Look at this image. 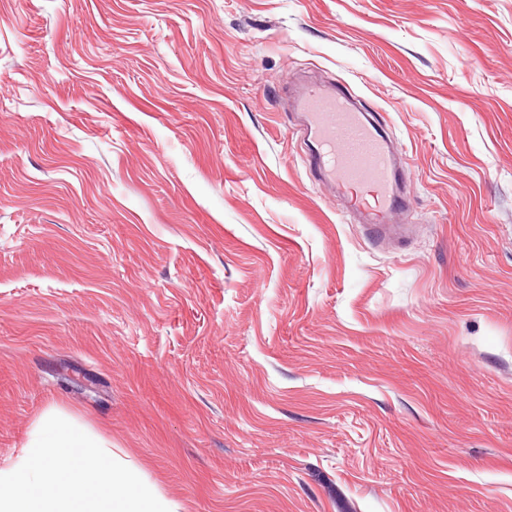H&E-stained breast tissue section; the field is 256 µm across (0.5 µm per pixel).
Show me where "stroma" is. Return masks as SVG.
<instances>
[{"instance_id":"1","label":"stroma","mask_w":512,"mask_h":512,"mask_svg":"<svg viewBox=\"0 0 512 512\" xmlns=\"http://www.w3.org/2000/svg\"><path fill=\"white\" fill-rule=\"evenodd\" d=\"M310 80L404 241L304 164ZM53 408L173 512H512V0H0V469ZM298 106L302 123L289 132L307 141V163H315L325 186L342 197L351 194L354 221L366 224L373 239H384L401 225L392 224V216L409 205V198L401 190L402 171L383 124L358 108L346 87L308 85ZM358 191L369 195L372 203L358 200Z\"/></svg>"}]
</instances>
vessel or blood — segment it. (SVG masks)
<instances>
[{"instance_id": "vessel-or-blood-1", "label": "vessel or blood", "mask_w": 512, "mask_h": 512, "mask_svg": "<svg viewBox=\"0 0 512 512\" xmlns=\"http://www.w3.org/2000/svg\"><path fill=\"white\" fill-rule=\"evenodd\" d=\"M298 106L302 123L295 133L306 141L321 182L348 198L355 222L372 238L387 237L393 214L409 199L383 124L345 88L308 85Z\"/></svg>"}]
</instances>
